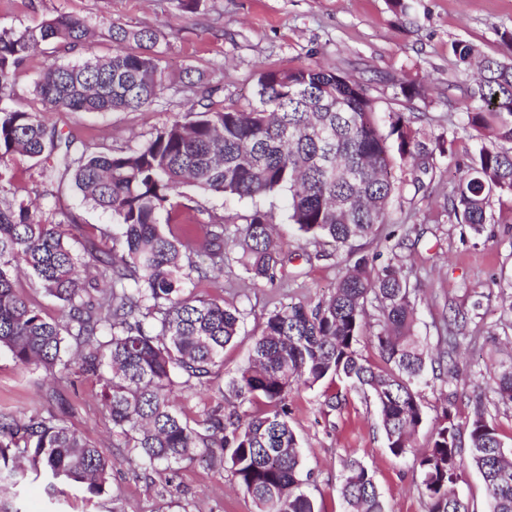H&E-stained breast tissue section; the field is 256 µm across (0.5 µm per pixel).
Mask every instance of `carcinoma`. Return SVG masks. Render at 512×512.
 <instances>
[{"instance_id":"cac0c4a2","label":"carcinoma","mask_w":512,"mask_h":512,"mask_svg":"<svg viewBox=\"0 0 512 512\" xmlns=\"http://www.w3.org/2000/svg\"><path fill=\"white\" fill-rule=\"evenodd\" d=\"M109 34L111 56L90 54L43 71L36 85L42 110L35 112L15 98V71L46 45L89 49V27L60 13L37 27L0 31V194L2 170L23 156L50 172H73L84 200L112 216V236L81 255L67 239L75 217L42 220L22 202L0 201V349L53 376L65 375L71 350L79 351L82 370L102 381L101 405L127 454L146 469L197 454L227 462L257 512H317L303 490L288 396L325 379L371 393L387 448L415 457L428 512H469L456 493L467 463L482 475L492 512H512V448L483 406L463 423L442 406L427 448L414 452L426 420L419 385L427 350L400 242L384 265L357 259L325 300L276 309L260 324L248 364L229 388L241 405L262 402V412L217 405L193 419L182 415L173 388L210 386L241 321L239 309L195 297L188 286L224 269L231 251L255 281L273 282L285 260L269 212L255 209L231 234L228 217L211 213L202 223L197 207L174 200L179 189L240 199L285 193L288 223L340 248L375 235L404 189L419 194L444 141L423 136L401 113L389 114L383 132L362 85L308 66L262 71L247 108L216 109L203 91L200 109L175 116L137 146L91 152L48 126L43 114L139 111L169 78L157 31L112 23ZM451 50L458 64L479 68L470 95L481 105L466 120L490 145H481L442 214L478 234L493 220L491 196L512 198V149L495 147L512 143V60L463 42ZM396 156L401 178L393 174ZM164 222L180 225V233L164 232ZM21 269L58 301L59 318H46L17 287ZM370 306L379 313L370 342L382 366L358 348ZM473 384L512 405V363ZM112 467L54 413L0 414V483L16 485L31 473L52 491L62 485L100 495ZM340 496L344 512H387L373 475L356 460L345 462Z\"/></svg>"}]
</instances>
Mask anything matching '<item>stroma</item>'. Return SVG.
<instances>
[{
  "mask_svg": "<svg viewBox=\"0 0 512 512\" xmlns=\"http://www.w3.org/2000/svg\"><path fill=\"white\" fill-rule=\"evenodd\" d=\"M408 9L393 11L388 0H199L194 11H181L176 0H0V29L34 27L57 14L87 21L97 32L91 45L96 56L113 51L106 26L114 20L131 27L149 26L161 33L162 63L171 76L168 89L147 109L102 114L49 112L45 119L92 151L135 145L186 108L190 96L181 80L210 87L215 107H246L257 79L267 69L321 66L366 86L379 116L400 112L413 128L445 141L437 170L423 192H404L395 200L386 224L375 239L336 248L300 234L284 221L285 197L259 201L203 194L192 187L184 193L199 209V220L218 212L243 225L254 207L272 211L277 242L288 257L274 282L253 281L235 262L212 272L196 285L194 295L223 300L238 308L243 319L236 339L224 349L212 386L181 393L176 402L194 418L221 400L220 387L248 362L254 334L268 314L290 303L315 305L326 298L347 272L353 257L384 263L389 240L403 239L400 254L417 296V331L430 356L442 350L440 340L449 309L464 313L463 340L454 357L453 375L427 371L419 391L428 416L415 437L424 450L443 401H451L457 421L471 416L483 403L504 442L512 443V407L496 404L468 386L469 377L512 360V199L491 203L493 221L483 232L440 217L441 206L463 175L481 142L464 117L473 101L468 93L473 70L458 66L449 46L474 44L489 56L512 57V0H407ZM68 54L46 49L31 58L14 78L19 99L31 110L41 101L36 84L54 63L69 62ZM424 85L425 96L407 98L408 83ZM10 192L15 202L35 203L43 216L69 214V242L85 252L111 230L112 219L86 203L71 174L46 179L41 165L18 156L10 164ZM97 376L72 365L66 379L50 378L43 369L16 364L0 351V413L32 415L53 411L77 433L113 459L112 476L103 494L73 489L53 498L42 481L0 487V504L12 512H255L251 497L233 483L229 468L191 458L146 471L120 448L97 398ZM342 399L329 410L331 394ZM289 422L302 450L306 489L322 512H342L339 490L345 460L361 461L373 474L388 512H427L420 474L413 456L390 453L379 427L372 399L340 381H322L299 388L288 398Z\"/></svg>",
  "mask_w": 512,
  "mask_h": 512,
  "instance_id": "obj_1",
  "label": "stroma"
}]
</instances>
